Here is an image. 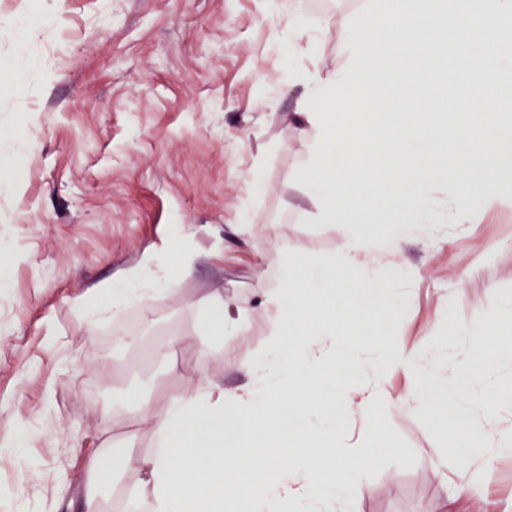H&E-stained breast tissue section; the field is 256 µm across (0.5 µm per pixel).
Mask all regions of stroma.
<instances>
[{
	"mask_svg": "<svg viewBox=\"0 0 512 512\" xmlns=\"http://www.w3.org/2000/svg\"><path fill=\"white\" fill-rule=\"evenodd\" d=\"M375 0H0V130L28 143L13 159L15 191L0 192V503L29 512H74L86 457L105 453L115 473L106 512L138 488L140 460L155 440L128 412L137 392L164 404L193 380L185 368L203 320L183 298L218 288L252 305L244 336L212 346L204 364L225 387L247 383L238 359L262 354L274 318L254 303L275 282L281 247L304 256L345 251L342 228L320 223L299 179L311 160L312 131L291 122L298 90L291 71L347 63L336 32ZM312 50L293 55L298 29ZM33 55L39 78L26 83ZM261 189L250 194L247 178ZM246 214L255 246L232 226ZM192 227L199 254L178 295L136 311L135 346H110L113 323L86 327L74 298L135 267L170 229ZM222 258H210L214 248ZM266 261L255 268L252 249ZM391 291L403 306L390 337L355 357L358 385L393 394L404 373L378 380L376 364L400 344L420 372L455 376L456 328L468 325L490 292L512 298V206L477 211L458 223L415 228ZM52 324L65 345L44 340ZM181 335L171 348L170 336ZM390 441L365 478L360 512H441L462 482L485 512H512V445L475 456L462 470L454 451L418 410H393ZM441 461L445 480L429 478ZM41 479L31 483L28 466Z\"/></svg>",
	"mask_w": 512,
	"mask_h": 512,
	"instance_id": "obj_1",
	"label": "stroma"
}]
</instances>
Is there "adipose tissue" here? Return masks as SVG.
<instances>
[{
    "label": "adipose tissue",
    "instance_id": "1",
    "mask_svg": "<svg viewBox=\"0 0 512 512\" xmlns=\"http://www.w3.org/2000/svg\"><path fill=\"white\" fill-rule=\"evenodd\" d=\"M337 44L348 55L344 68L305 70L292 82L302 88L295 118L313 132L300 178L321 222L342 226L347 253L285 251L277 285L255 289L276 325L262 356L238 362L246 385L224 388L200 367L163 406L135 399L133 413L151 424L158 445L141 461L148 512H359L363 475L385 443L382 423L402 404L424 412L464 469L473 451L507 434L455 408L451 385L416 372L405 349L379 363L383 377L410 371L400 396L329 375L343 348H366L372 326L394 324L388 289L401 269L393 255L416 226L512 201L501 178L512 169V0H379L350 18ZM452 71L465 80L467 107L447 113L440 102ZM334 111L347 122L331 119ZM441 183L449 187L446 214L426 193ZM160 255L149 250L121 279L93 288L76 302L77 316L91 325L135 306L148 312L176 293L197 254L182 250L171 266ZM184 305L211 314L204 348L243 335L250 315L210 289ZM475 325L487 329L482 356L459 353L461 383L489 377L492 356L512 346V323L486 326L480 309ZM350 472L357 479L349 484Z\"/></svg>",
    "mask_w": 512,
    "mask_h": 512
}]
</instances>
